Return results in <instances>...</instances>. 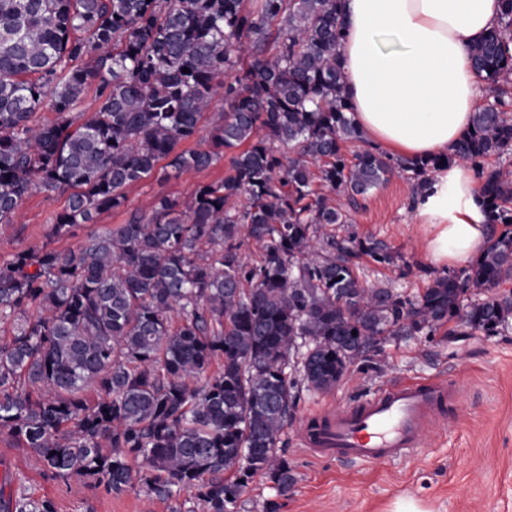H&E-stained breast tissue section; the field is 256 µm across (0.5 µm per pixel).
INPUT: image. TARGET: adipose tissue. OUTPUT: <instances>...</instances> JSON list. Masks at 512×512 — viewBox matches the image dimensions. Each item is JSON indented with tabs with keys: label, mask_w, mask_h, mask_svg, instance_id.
Returning a JSON list of instances; mask_svg holds the SVG:
<instances>
[{
	"label": "adipose tissue",
	"mask_w": 512,
	"mask_h": 512,
	"mask_svg": "<svg viewBox=\"0 0 512 512\" xmlns=\"http://www.w3.org/2000/svg\"><path fill=\"white\" fill-rule=\"evenodd\" d=\"M340 46L352 116L367 140L414 160L445 156L470 130L482 85L470 48L497 24L500 0H342ZM416 210L440 265L481 256L491 229L464 166L449 163Z\"/></svg>",
	"instance_id": "adipose-tissue-1"
}]
</instances>
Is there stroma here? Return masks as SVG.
<instances>
[{
    "mask_svg": "<svg viewBox=\"0 0 512 512\" xmlns=\"http://www.w3.org/2000/svg\"><path fill=\"white\" fill-rule=\"evenodd\" d=\"M228 167L224 159L163 183L154 178L135 183L126 190L127 208L100 214L96 225L113 228L126 223L131 212H149L159 194L187 197L199 184L222 179ZM410 200L409 182L393 177L372 191L365 208L354 213L350 229L386 242L405 258L398 268L361 259V279L415 294L427 288L440 268L426 256L427 232ZM66 201L63 194L35 192L26 197L17 223L0 235V262L46 242L61 251L76 249L88 225L58 240L47 238L53 215L65 208ZM443 376L459 384L458 408L429 436L419 456L363 466L317 459L300 446V422L316 412L371 395L394 379L427 382ZM278 447L295 477L288 494L278 495L273 482L257 477L240 495L234 512H265L271 501L277 512H392L401 500L415 501L424 512H512V329L499 336H452L443 327L431 336L390 341L380 370L354 367L332 392H303L296 420L284 429ZM4 472L13 477L5 494L53 499L58 512H193L195 508L187 491L166 500H150L133 489L120 494L90 489L71 493L62 481L44 474L34 453L0 436V474Z\"/></svg>",
    "mask_w": 512,
    "mask_h": 512,
    "instance_id": "1",
    "label": "stroma"
}]
</instances>
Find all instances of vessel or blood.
I'll return each mask as SVG.
<instances>
[{"label": "vessel or blood", "instance_id": "obj_1", "mask_svg": "<svg viewBox=\"0 0 512 512\" xmlns=\"http://www.w3.org/2000/svg\"><path fill=\"white\" fill-rule=\"evenodd\" d=\"M457 394L453 380H394L369 398L316 414L315 428H302L300 440L314 457L365 465L406 459L425 448Z\"/></svg>", "mask_w": 512, "mask_h": 512}]
</instances>
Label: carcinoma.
<instances>
[{"label":"carcinoma","mask_w":512,"mask_h":512,"mask_svg":"<svg viewBox=\"0 0 512 512\" xmlns=\"http://www.w3.org/2000/svg\"><path fill=\"white\" fill-rule=\"evenodd\" d=\"M340 3L0 0V230L31 193L69 192L49 241L0 263L12 332L0 342V435L52 478L166 499L189 489L204 512H231L257 475L286 495L294 476L277 443L303 391L377 368L393 337L508 329L512 174L487 159L512 156L500 86L512 76V0L472 47L489 102L452 156L475 170L487 223L505 230L414 295L360 279V257L397 267L398 252L331 232L394 175L428 197L443 166L367 143L345 92ZM91 87L96 106L77 111ZM47 101L53 117L40 119ZM219 101L207 146L178 151ZM348 143L365 147L350 155ZM226 152L224 179L160 195L73 252L51 247L125 207L129 186ZM12 512L57 510L21 496Z\"/></svg>","instance_id":"cac0c4a2"}]
</instances>
